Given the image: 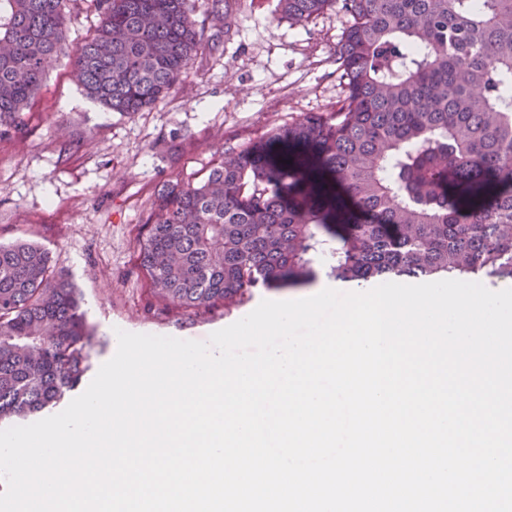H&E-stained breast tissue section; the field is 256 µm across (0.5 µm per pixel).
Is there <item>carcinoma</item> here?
Segmentation results:
<instances>
[{
    "label": "carcinoma",
    "mask_w": 512,
    "mask_h": 512,
    "mask_svg": "<svg viewBox=\"0 0 512 512\" xmlns=\"http://www.w3.org/2000/svg\"><path fill=\"white\" fill-rule=\"evenodd\" d=\"M65 0H0V128L18 127L68 51ZM73 54L86 96L129 114L164 99L204 47L195 0H95ZM340 6L329 116L226 151L164 185L138 238L152 318L226 313L318 271L359 285L512 279V0H279L302 24ZM93 334L40 245L0 244V421L75 391Z\"/></svg>",
    "instance_id": "carcinoma-1"
}]
</instances>
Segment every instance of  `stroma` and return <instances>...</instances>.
Segmentation results:
<instances>
[{
	"mask_svg": "<svg viewBox=\"0 0 512 512\" xmlns=\"http://www.w3.org/2000/svg\"><path fill=\"white\" fill-rule=\"evenodd\" d=\"M195 9L205 47L156 105L120 114L94 104L61 57L21 130L0 135V243L41 245L75 284L96 368L116 351L117 330L204 342L248 313L143 316L137 239L159 186L200 177L222 152L306 113L330 114L345 95L330 63L349 21L341 10L298 25L281 17L278 0H233L226 28L210 0ZM65 12L67 41L80 45L99 14L92 0H68Z\"/></svg>",
	"mask_w": 512,
	"mask_h": 512,
	"instance_id": "obj_1",
	"label": "stroma"
}]
</instances>
